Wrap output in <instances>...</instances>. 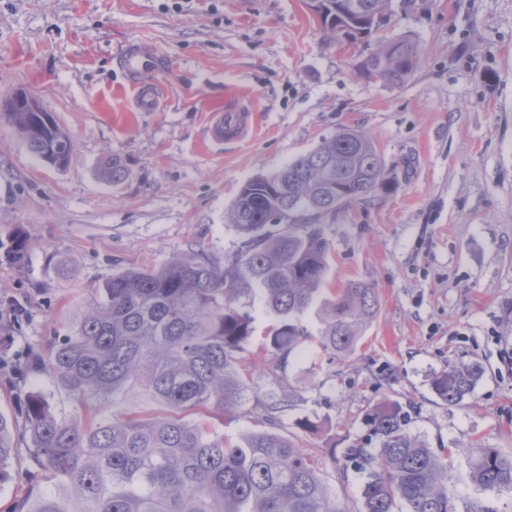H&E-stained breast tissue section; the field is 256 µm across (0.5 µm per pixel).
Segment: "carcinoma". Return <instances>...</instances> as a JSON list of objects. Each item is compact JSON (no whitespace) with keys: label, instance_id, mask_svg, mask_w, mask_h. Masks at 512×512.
<instances>
[{"label":"carcinoma","instance_id":"obj_1","mask_svg":"<svg viewBox=\"0 0 512 512\" xmlns=\"http://www.w3.org/2000/svg\"><path fill=\"white\" fill-rule=\"evenodd\" d=\"M363 11L336 9L327 0L321 26L370 47L356 56L367 81L404 84L415 48L400 42L371 47L392 0H345ZM29 151L65 165L73 140L49 112H0ZM101 175L120 184V160ZM385 162L363 131L343 127L316 148L240 188L230 223L239 240L217 259L189 248L158 268L120 270L106 281L68 333L53 336L11 360L16 378L45 377L63 387L78 408L54 414L30 393L19 414H0V478L18 455L24 435L27 467L13 512H345L331 499L319 460L278 431L280 407L263 406L269 428L243 443L224 438L204 415L224 419L247 391L241 369L253 333L254 305L276 317L264 365L283 367L308 336L301 316L318 306L321 351L349 356L375 314L374 289L360 283L323 296L330 242L320 219L340 207L390 191ZM29 241L13 232L3 260L25 266ZM479 363L450 365L431 386L447 406H459L481 375ZM138 396L153 409L100 417L111 402ZM367 443L343 458L362 478L361 512H459L448 496V449L434 451L409 430L410 417L390 399L364 415ZM470 478L484 491L512 489V456L471 446Z\"/></svg>","mask_w":512,"mask_h":512}]
</instances>
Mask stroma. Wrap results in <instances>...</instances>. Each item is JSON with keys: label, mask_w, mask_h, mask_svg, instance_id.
Masks as SVG:
<instances>
[{"label": "stroma", "mask_w": 512, "mask_h": 512, "mask_svg": "<svg viewBox=\"0 0 512 512\" xmlns=\"http://www.w3.org/2000/svg\"><path fill=\"white\" fill-rule=\"evenodd\" d=\"M391 39L417 52L400 86L358 77L355 51L326 40L305 0H0V98L36 94L74 140L57 167L0 120V245L18 228L30 243L24 267L0 264L8 348L66 334L117 271L198 245L231 251L243 183L352 126L371 137L392 188L327 218V285L375 288L377 312L355 353L336 359L317 351L321 324L306 313L301 355L274 376L256 366L241 416L216 429L240 439L266 427L257 401L279 404L280 432L322 460L331 497L359 512V479L341 456L366 437V407L389 398L429 447L453 449L458 505L512 512V490L475 487L464 453L478 440L512 454V0H393L373 37ZM133 41L170 62L140 77L159 111L136 109L116 65ZM233 96L253 101L259 130L208 146L206 115ZM109 157L129 172L116 187L99 175ZM62 258L70 277L56 273ZM474 361L472 393L443 405L432 377ZM30 391L57 415L73 411L65 391L33 378L0 382V413L16 414ZM303 416L317 431L296 427Z\"/></svg>", "instance_id": "1"}]
</instances>
